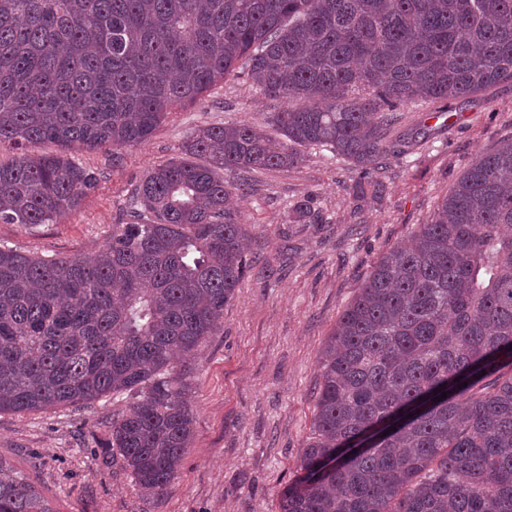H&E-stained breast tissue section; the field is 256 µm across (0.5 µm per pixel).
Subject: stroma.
<instances>
[{
    "instance_id": "obj_1",
    "label": "stroma",
    "mask_w": 512,
    "mask_h": 512,
    "mask_svg": "<svg viewBox=\"0 0 512 512\" xmlns=\"http://www.w3.org/2000/svg\"><path fill=\"white\" fill-rule=\"evenodd\" d=\"M284 106L245 79L226 80L119 156L79 152L97 178L81 206L56 224H0V244L60 258L96 254L142 178L177 157L188 135L213 124L261 125ZM511 136L509 82L442 109H403L390 137L407 143L409 154L392 159L383 196L355 198L349 163L319 148L236 191L231 207L250 231L257 262L193 367L195 435L167 493L142 494L104 446L127 396L82 410L0 413V460L33 483L54 512H279L282 490L301 473L321 352L343 309L373 263L428 223L479 155ZM308 198L317 218H295L294 206Z\"/></svg>"
}]
</instances>
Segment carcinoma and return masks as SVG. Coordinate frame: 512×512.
I'll use <instances>...</instances> for the list:
<instances>
[{"label": "carcinoma", "mask_w": 512, "mask_h": 512, "mask_svg": "<svg viewBox=\"0 0 512 512\" xmlns=\"http://www.w3.org/2000/svg\"><path fill=\"white\" fill-rule=\"evenodd\" d=\"M237 77L287 106L265 128L197 129L104 250L0 245V413L137 395L104 447L146 495L178 476L188 366L250 267L224 175L318 147L354 165L356 195L382 196L401 108L512 82V0H0V224H56L95 187L29 145L131 148ZM301 470L280 512H512V138L346 305ZM0 512L54 510L0 460Z\"/></svg>", "instance_id": "carcinoma-1"}]
</instances>
